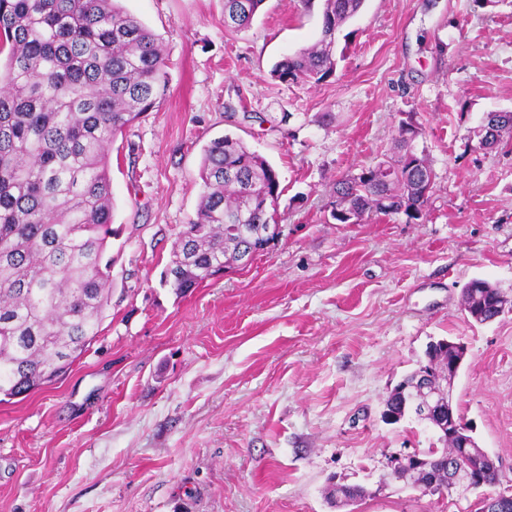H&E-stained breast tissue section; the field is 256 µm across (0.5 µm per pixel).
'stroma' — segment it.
<instances>
[{
	"instance_id": "35a3bbf8",
	"label": "stroma",
	"mask_w": 512,
	"mask_h": 512,
	"mask_svg": "<svg viewBox=\"0 0 512 512\" xmlns=\"http://www.w3.org/2000/svg\"><path fill=\"white\" fill-rule=\"evenodd\" d=\"M161 39L166 85L111 147L112 297L57 381L0 403V512H476L478 492L386 479L425 451L423 423L383 418L430 341L467 346L461 415L512 486V312L478 323L466 283L512 294V0H366L318 84L269 75L320 34V0H121ZM413 118L436 174L423 219L330 217L337 179L395 157ZM235 134L279 172L280 237L178 296L160 282L194 218L203 147ZM358 485L336 508L330 483ZM264 0H224V26L242 30L249 27Z\"/></svg>"
}]
</instances>
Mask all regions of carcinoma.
I'll return each mask as SVG.
<instances>
[{
    "instance_id": "obj_1",
    "label": "carcinoma",
    "mask_w": 512,
    "mask_h": 512,
    "mask_svg": "<svg viewBox=\"0 0 512 512\" xmlns=\"http://www.w3.org/2000/svg\"><path fill=\"white\" fill-rule=\"evenodd\" d=\"M264 0H224V26L249 27ZM365 0H322L318 40L275 63L271 77L318 84L337 68L336 29ZM0 396H27L63 373L100 332L112 295L111 145L152 111L166 83L162 43L118 0H0ZM512 133V112L496 135ZM422 128L400 122L399 154L336 180L330 216H424L435 183ZM202 193L161 282L177 294L263 251L278 223V171L237 136L203 148ZM434 384L448 379V347L435 346Z\"/></svg>"
}]
</instances>
